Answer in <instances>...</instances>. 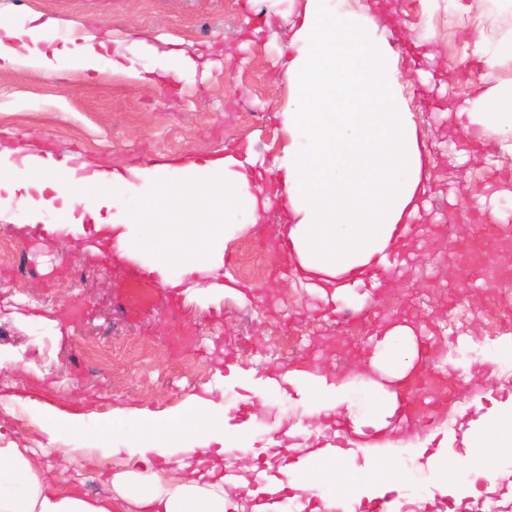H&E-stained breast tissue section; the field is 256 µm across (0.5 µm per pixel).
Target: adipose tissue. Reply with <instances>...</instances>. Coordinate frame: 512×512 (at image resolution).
I'll return each mask as SVG.
<instances>
[{
  "instance_id": "obj_1",
  "label": "adipose tissue",
  "mask_w": 512,
  "mask_h": 512,
  "mask_svg": "<svg viewBox=\"0 0 512 512\" xmlns=\"http://www.w3.org/2000/svg\"><path fill=\"white\" fill-rule=\"evenodd\" d=\"M345 0H293L297 21L283 63L291 88L288 105L278 113L287 136L274 159L279 183L288 193L292 214L287 237L291 263L309 278L308 286L325 305L360 301L349 272L383 262L397 224L418 217L417 198L430 175L420 150V130L401 94L399 55L377 33L370 12L346 11ZM32 26L0 24V70L27 65L59 75L62 60L83 69L98 68L105 46L93 27H83L72 46L46 52L43 43L66 26V19L33 16ZM145 69L137 64L144 58ZM194 56L162 50L143 35L116 44L113 70L159 83L196 71ZM454 118L463 128L493 131L512 154V80L464 100ZM12 149L0 151V189L19 193L52 190L61 201L59 228L83 233L79 211L98 214L112 208L110 227L118 250L154 255L161 277L171 286L182 280L210 278L224 260L226 226L256 223L271 205L254 181L252 152L228 153L204 163L92 171L90 193L72 186L68 170L52 155L29 152L13 162ZM144 182L134 191L135 182ZM419 338L413 325L391 324L370 355L378 378L353 394L349 383L310 371L290 369L278 377L248 380L262 398L294 390L306 400L309 415L330 413L350 421L355 433L370 429L384 436L399 430L394 419L398 388L414 368ZM23 405L29 424L49 442H80L91 459L107 464L106 493L87 497L49 476L34 449L0 444V512H225L220 483H202L177 470H154L151 458L191 457L216 444L227 447L223 403L193 397L163 415L112 410L103 415L17 394H0V409L14 414ZM467 446L469 469L435 460L438 489L468 478L494 480L502 460L512 458V397L473 430ZM313 468L289 481L291 488L321 499L325 512L362 486L376 495L400 489L410 477L398 462L364 458L318 448L304 456Z\"/></svg>"
}]
</instances>
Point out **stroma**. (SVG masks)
<instances>
[{
	"label": "stroma",
	"mask_w": 512,
	"mask_h": 512,
	"mask_svg": "<svg viewBox=\"0 0 512 512\" xmlns=\"http://www.w3.org/2000/svg\"><path fill=\"white\" fill-rule=\"evenodd\" d=\"M416 2L345 0L346 9L356 12L375 4L379 35L403 39L425 55L432 86L413 78L403 82L402 95L433 169L432 219L447 221L439 230L421 223L407 245L409 259L392 288L376 299L361 338L342 339L335 313L325 311L303 279L274 274L270 241L283 237L286 210L271 207L259 223L227 230L224 264L217 271L224 291L181 288V312L193 338L174 353L167 344L166 293L141 311L122 310L131 280L125 259L105 261L83 237L66 247L51 235L32 237L31 226L55 222L56 211L19 207L0 190V227L17 249L0 256V328L6 331L0 353L11 358L0 368V388L37 387L56 405L78 402L96 414L119 406L162 412L211 390L213 397L228 398L232 409L252 411L254 442L250 452L233 458L238 469L263 450L267 428L316 425L300 396L261 402L239 386L240 371L281 373L301 359L356 385L366 371L370 337L404 320L430 338L436 373L466 385L431 425L413 422L385 437L381 453L399 458L424 480L428 473L418 469L413 449L434 453L449 438L453 451L462 452L469 422L512 396V372L478 361L464 369L457 342L468 336L481 345L483 307L512 313V200L499 194L512 187V155L480 150L495 135L459 129L444 112L512 79V71L487 67L473 54L475 41L512 31V0H470L481 23L468 31L450 0H439L426 23ZM33 13L96 23L108 42L143 32L160 37L209 70L202 79L174 77L156 87L107 67L76 70L63 79L27 66L0 70V136L9 147L26 145L56 158L77 154L108 169L182 159L203 163L246 147L268 163L279 154L285 135L276 113L289 95L280 54L295 22L290 0H0L2 22ZM428 96L439 100L441 111L423 112ZM472 186L496 195L500 223L511 232L485 243L480 254L479 267L492 270L495 280L464 290L458 258L474 237ZM42 463L80 493L105 489L101 473L84 458L67 463L54 453ZM465 507L512 512V459L502 464L492 489L466 499Z\"/></svg>",
	"instance_id": "1"
}]
</instances>
